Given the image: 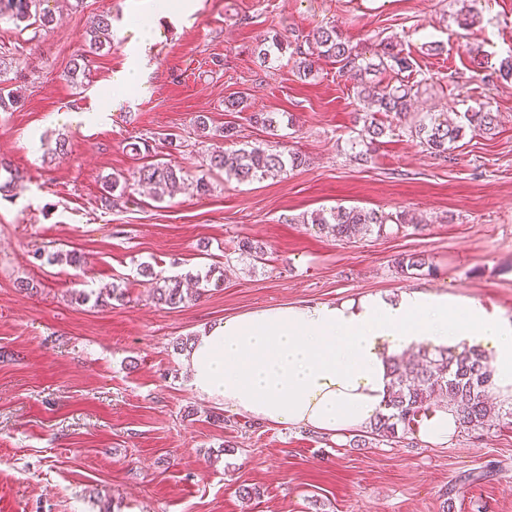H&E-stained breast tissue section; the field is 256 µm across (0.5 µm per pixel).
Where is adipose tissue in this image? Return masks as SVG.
Here are the masks:
<instances>
[{
	"instance_id": "1",
	"label": "adipose tissue",
	"mask_w": 512,
	"mask_h": 512,
	"mask_svg": "<svg viewBox=\"0 0 512 512\" xmlns=\"http://www.w3.org/2000/svg\"><path fill=\"white\" fill-rule=\"evenodd\" d=\"M425 344L492 356L494 391L512 401V321L473 300L419 291L357 305H278L205 329L184 355L198 395L274 425L338 436L385 407L386 359Z\"/></svg>"
}]
</instances>
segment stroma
I'll list each match as a JSON object with an SVG mask.
<instances>
[{
    "label": "stroma",
    "mask_w": 512,
    "mask_h": 512,
    "mask_svg": "<svg viewBox=\"0 0 512 512\" xmlns=\"http://www.w3.org/2000/svg\"><path fill=\"white\" fill-rule=\"evenodd\" d=\"M172 20L146 0H49L54 24L17 33L0 23V53L14 58L21 101L0 111V161L19 173L0 196V512H512V403L500 418L460 428L448 446L416 431L332 438L274 426L198 396L178 343L239 313L284 304L393 300L424 290L471 299L512 320V80L497 78L512 54V0H198ZM112 17L114 44L86 78L67 80L93 21ZM151 26L142 89L113 105L110 86L131 59L132 22ZM335 22L359 52L397 39L413 62L411 111L454 115L479 102L498 133L466 132L449 156L431 154L405 127L368 161L350 139L354 81L320 60L315 77L263 62L259 39L307 38ZM441 52L426 50L429 40ZM244 98L229 112L224 102ZM98 109L95 124L78 114ZM256 112L292 116L266 130ZM234 125L237 137L195 134ZM66 154L46 158L58 136ZM148 140L183 168L189 189L155 202L133 191L104 206L112 174L133 170L128 148ZM262 147L296 152L305 165L240 184L209 170L208 155ZM205 179L208 191L193 190ZM339 205L408 210L415 221L386 234L337 241L303 216ZM263 243L265 259L240 256ZM75 251L81 267L35 260ZM424 254L433 274H398ZM214 268L218 285L172 309L156 305L139 273ZM33 283L23 292L19 281ZM119 283L124 301L78 303L71 289ZM260 496L244 501L242 487Z\"/></svg>",
    "instance_id": "obj_1"
}]
</instances>
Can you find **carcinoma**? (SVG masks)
<instances>
[{"mask_svg":"<svg viewBox=\"0 0 512 512\" xmlns=\"http://www.w3.org/2000/svg\"><path fill=\"white\" fill-rule=\"evenodd\" d=\"M44 2L46 0H0V20L12 22L20 33L48 28L53 25L54 17L44 8ZM312 40L319 48L318 56L336 63L340 72H350L356 79L355 95L363 104V111L358 113L362 125L351 140V148L363 147L355 156L366 162L380 139L393 132L392 126L385 124L378 115L392 114L401 120L410 114L412 97L417 91L401 75L412 70V61L392 41L383 44L380 52L368 58L350 46L334 24L318 27ZM111 43L112 17L103 15L91 30L89 50L78 55L69 74L76 77L85 73L88 55L111 46ZM256 49L265 60L289 56L294 60L298 74L305 78L314 74L317 60L298 43L294 45L273 37L262 40ZM387 72L396 76V84L383 83L381 75ZM5 83L6 79L0 80V109L3 111L14 107L19 100V92L6 87ZM497 128V115L486 104L480 103L467 108L458 122L448 123L428 113L410 123L408 131L426 150L444 157L465 131L494 136ZM302 164L304 159L297 153L285 154L259 147L231 152L218 149L212 152L209 160L210 167L224 171L226 179L238 182L276 177ZM143 184L150 186L154 200L162 202L172 197L177 188L185 186L184 171L179 166L151 160L127 175L114 174L106 182L105 205L112 206L114 198L121 199ZM304 223L344 241L362 232L381 235L387 224L400 227L411 224L413 216L406 210L389 213L372 208L338 206L315 212ZM427 266L429 262L421 254H409L397 263L403 274ZM141 275L151 279L153 298L157 303L177 308L191 300L184 293L179 277H158L148 265L142 267ZM389 375L392 391L385 412L379 414L371 426V434L375 436L395 437L398 428L410 427L419 413L431 404L450 407L463 426L482 427L492 415V407L487 401L492 386V368L486 354L479 349L456 352L425 347L415 361L405 362L399 357L389 359Z\"/></svg>","mask_w":512,"mask_h":512,"instance_id":"cac0c4a2","label":"carcinoma"}]
</instances>
